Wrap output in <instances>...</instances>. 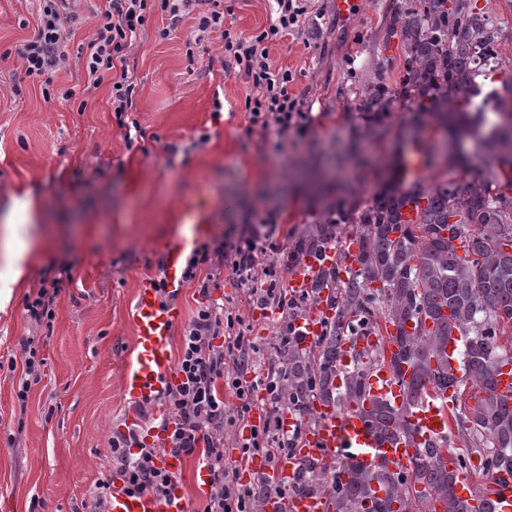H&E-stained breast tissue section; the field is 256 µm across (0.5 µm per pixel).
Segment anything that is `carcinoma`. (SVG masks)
Returning a JSON list of instances; mask_svg holds the SVG:
<instances>
[{
	"label": "carcinoma",
	"instance_id": "carcinoma-1",
	"mask_svg": "<svg viewBox=\"0 0 512 512\" xmlns=\"http://www.w3.org/2000/svg\"><path fill=\"white\" fill-rule=\"evenodd\" d=\"M479 0H400L389 18L386 41L399 38L402 56L399 82L391 87L378 77L357 88L362 141H379L397 100H407L436 128L456 134L476 133L480 113L470 111L473 81L493 82L501 69V41L506 23L490 2ZM487 156L478 178L461 187L446 178L407 190H381L354 210L332 207L298 238L283 260L289 270L308 258L319 262L311 292L276 305L291 308L280 325V365L274 398L300 417L315 402L341 411L362 401L374 367L386 360L371 347L355 354L341 374L338 358L345 344L393 327L389 340L397 351L386 361L402 385L401 406L372 403L366 414L384 439L415 432L410 415L428 396L460 383L448 370V341L464 337L461 361L473 394L454 415L453 426L463 449L453 453L466 468L477 456L482 470L499 479L512 478V396L497 393L501 368L512 354L500 336L512 328V111L508 121L481 140ZM413 220L403 219L407 206ZM356 225L359 244L347 277L326 252L338 242L343 225ZM327 291L326 317L317 342L306 348L292 332L299 314ZM342 385H336V377ZM448 440L420 443L404 474L387 465L372 467L343 461L327 470L313 460L301 463L291 492L325 495L333 512H485L455 494V477L441 449ZM384 489L379 496L374 486ZM255 508L265 512L272 499L285 501L275 488L257 487Z\"/></svg>",
	"mask_w": 512,
	"mask_h": 512
}]
</instances>
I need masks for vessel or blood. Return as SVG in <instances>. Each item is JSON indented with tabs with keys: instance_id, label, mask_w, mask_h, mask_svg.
I'll return each instance as SVG.
<instances>
[{
	"instance_id": "1",
	"label": "vessel or blood",
	"mask_w": 512,
	"mask_h": 512,
	"mask_svg": "<svg viewBox=\"0 0 512 512\" xmlns=\"http://www.w3.org/2000/svg\"><path fill=\"white\" fill-rule=\"evenodd\" d=\"M428 168L422 143H411L403 157L401 180L409 184L427 181ZM173 222L175 233L162 245L165 262V286L157 288L150 281L142 282L134 295L132 319L134 325V356L127 368L123 391L129 399L145 400L165 393L175 381L171 365L170 339L182 318V309L174 302H162L161 291L179 293L184 282L183 258L212 233L216 222L215 203L206 185L182 196L177 203ZM316 263L308 259L287 276L290 294L300 297L308 293L312 271ZM326 310L322 304H313L300 321L299 328L304 344H313L321 335ZM366 394L367 403L383 401L400 405L402 386L389 365L379 366L370 379ZM316 410L321 420L316 427L302 429L299 419L284 414L282 429L299 434L301 441L293 453L281 457L275 468H268L263 456L246 459L239 468L245 483H252L257 473L267 474L269 482L281 489H289L298 464L305 459H349L369 465L387 462L392 471L407 470L417 446L424 440L439 438L451 430V406L443 394H431L423 400L410 416L415 434L408 439L379 441L369 425L361 407L354 406L344 412L320 404ZM456 494L460 500L490 503L493 512H512V482L490 479L484 486H477L472 474L459 471L455 474ZM331 503L325 496L293 495L288 499L289 512H330ZM109 512H185L181 490H174L160 500L145 491L116 490L112 493Z\"/></svg>"
}]
</instances>
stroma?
<instances>
[{
	"label": "stroma",
	"instance_id": "35a3bbf8",
	"mask_svg": "<svg viewBox=\"0 0 512 512\" xmlns=\"http://www.w3.org/2000/svg\"><path fill=\"white\" fill-rule=\"evenodd\" d=\"M237 33H259L275 20L274 0H224ZM393 0H363L341 19L334 0H319L301 33L277 41L269 59L291 69L290 90L302 97L306 131L246 134L245 100L255 90L226 69L224 41L201 29L203 0L187 10L167 39L153 17L133 42L126 65L135 83L138 125L127 138L102 84L85 101H64L61 89L84 81L70 59L50 89L25 76L20 52L33 36L37 0H0V243L13 202L32 199L33 243L27 278L0 312V512H83L128 415L143 429L163 430L157 403L123 394L134 347L133 297L146 279L162 280V243L174 231L177 201L201 180L221 200L213 234L198 244L196 263L178 298L184 320L208 300L244 323L255 371L279 364L283 319L249 296V288L286 276L283 257L315 224L326 203L369 202L393 177L402 138L432 136L397 102L379 143L359 142L356 89L375 74L399 76L396 47L382 27ZM254 246L250 282L231 264L205 262L216 247ZM208 293H201L202 281ZM54 292L42 321L27 312L41 290ZM32 336L44 364L41 379L19 401L20 341Z\"/></svg>",
	"mask_w": 512,
	"mask_h": 512
}]
</instances>
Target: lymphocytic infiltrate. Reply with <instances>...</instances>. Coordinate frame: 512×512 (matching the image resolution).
<instances>
[{"label": "lymphocytic infiltrate", "mask_w": 512, "mask_h": 512, "mask_svg": "<svg viewBox=\"0 0 512 512\" xmlns=\"http://www.w3.org/2000/svg\"><path fill=\"white\" fill-rule=\"evenodd\" d=\"M193 0H106L86 47L84 69L87 89L102 83L111 87L112 110L124 115L134 106L135 84L131 80L125 55L151 16L161 15L168 24L159 31L169 37ZM208 11L200 19L205 29L220 31L224 55L232 59L256 90L248 98L247 133H266L276 129L279 135L304 129L309 114L303 101L289 91L293 76L289 70L274 66L269 60V45L287 34L300 32L307 14V0H275L277 18L260 33L242 37L224 25L222 0H206ZM67 0H40L37 31L23 47L21 59L26 76L51 85L56 71L68 60L71 22ZM224 326L218 303L199 307L182 336V349L176 366L180 377L170 389L165 402L173 429L160 447L146 446L137 436L113 440L109 450L114 472L95 485L90 494L88 512H107L115 484L124 489L168 497L174 486L171 473L158 466L160 457L189 456L201 453L208 472L210 493L203 512H250L254 490L236 480L238 462L226 457L216 433L224 425V399L220 395L225 365L244 371L243 336L228 337L224 346L215 339ZM295 440L285 433L279 417L267 418L264 426L252 429L244 443V455L260 454L274 460Z\"/></svg>", "instance_id": "1"}]
</instances>
